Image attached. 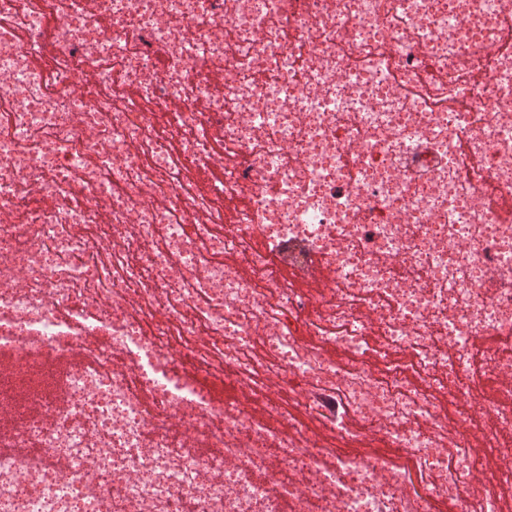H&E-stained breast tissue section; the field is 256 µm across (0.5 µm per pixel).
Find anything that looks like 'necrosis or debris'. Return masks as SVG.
Instances as JSON below:
<instances>
[{"label": "necrosis or debris", "mask_w": 512, "mask_h": 512, "mask_svg": "<svg viewBox=\"0 0 512 512\" xmlns=\"http://www.w3.org/2000/svg\"><path fill=\"white\" fill-rule=\"evenodd\" d=\"M476 336L512 337V0H0V354L86 356L0 436V512H494Z\"/></svg>", "instance_id": "4bbe7bcc"}]
</instances>
